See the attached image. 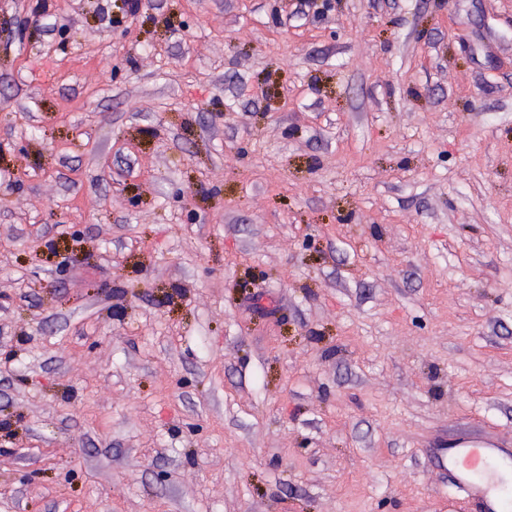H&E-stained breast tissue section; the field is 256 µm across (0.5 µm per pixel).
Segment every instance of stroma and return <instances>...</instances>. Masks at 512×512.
Masks as SVG:
<instances>
[{"mask_svg":"<svg viewBox=\"0 0 512 512\" xmlns=\"http://www.w3.org/2000/svg\"><path fill=\"white\" fill-rule=\"evenodd\" d=\"M512 449V0H0V512H482ZM504 452H507L504 448L491 442L460 443L453 448H439V463L446 468L445 461L448 464V459L454 462L457 456H463L465 470L457 477L458 485L480 502L483 512H510V489H500L498 484L484 480L485 474L494 468Z\"/></svg>","mask_w":512,"mask_h":512,"instance_id":"35a3bbf8","label":"stroma"}]
</instances>
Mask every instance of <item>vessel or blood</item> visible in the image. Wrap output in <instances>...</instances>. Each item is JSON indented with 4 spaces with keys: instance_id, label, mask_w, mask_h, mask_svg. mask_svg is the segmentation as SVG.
<instances>
[{
    "instance_id": "vessel-or-blood-1",
    "label": "vessel or blood",
    "mask_w": 512,
    "mask_h": 512,
    "mask_svg": "<svg viewBox=\"0 0 512 512\" xmlns=\"http://www.w3.org/2000/svg\"><path fill=\"white\" fill-rule=\"evenodd\" d=\"M502 450L491 442H467L450 449H440V461L463 457L465 468L457 483L477 499L483 512H512V491L485 481V474L494 468Z\"/></svg>"
}]
</instances>
